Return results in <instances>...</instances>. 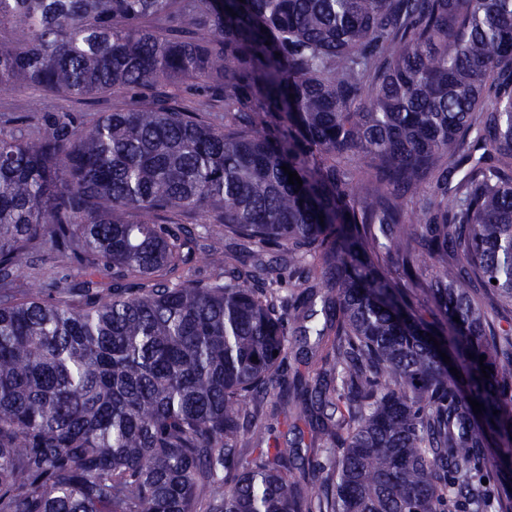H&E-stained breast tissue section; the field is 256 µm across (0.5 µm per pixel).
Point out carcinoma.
Listing matches in <instances>:
<instances>
[{
  "mask_svg": "<svg viewBox=\"0 0 512 512\" xmlns=\"http://www.w3.org/2000/svg\"><path fill=\"white\" fill-rule=\"evenodd\" d=\"M177 81L224 112L181 107ZM19 84L146 102L58 112L33 140L0 127V512H512V327L483 309L512 303V0H0V93ZM466 162L453 198L408 208ZM184 213L224 226L215 256L227 239L320 262L193 279ZM402 224L442 263L451 364L375 264L424 276ZM46 244L81 279L17 286ZM318 282L331 348L281 395L285 424L313 399L340 411L306 496L291 449L242 443L274 431L247 404Z\"/></svg>",
  "mask_w": 512,
  "mask_h": 512,
  "instance_id": "cac0c4a2",
  "label": "carcinoma"
}]
</instances>
